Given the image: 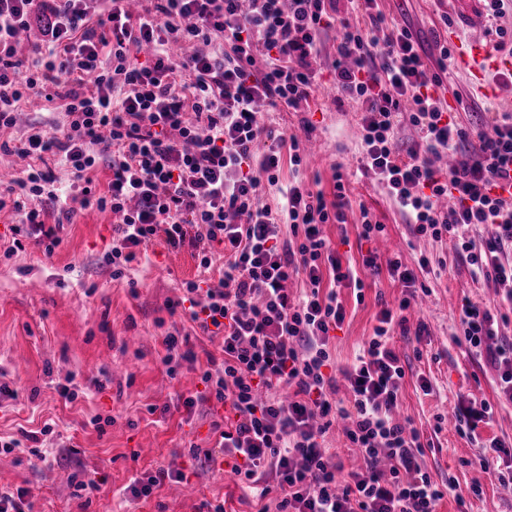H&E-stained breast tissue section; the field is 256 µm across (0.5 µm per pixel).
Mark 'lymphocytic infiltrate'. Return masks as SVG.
<instances>
[{
	"label": "lymphocytic infiltrate",
	"instance_id": "obj_1",
	"mask_svg": "<svg viewBox=\"0 0 512 512\" xmlns=\"http://www.w3.org/2000/svg\"><path fill=\"white\" fill-rule=\"evenodd\" d=\"M126 2L0 0V129L14 125L30 94L61 101L68 118L63 129L32 128L14 148L35 163L0 192V210L11 208L16 220L0 254L13 256L25 236L53 254L75 210L88 208L116 218L106 255L113 279L155 242L190 248L199 274L182 282L169 308L222 337L224 361L202 371L204 396L182 404L190 412L213 400L231 411L217 450L195 447L192 455L230 457L258 499L275 495L274 508L260 512H437L444 492L419 463L420 434L394 417L405 376L390 343L394 310H381L362 353L339 375L324 372L330 333L346 315L338 287L363 289L359 271L385 270L410 289L416 269L379 264L371 252L359 265L343 263L321 231L346 221L343 183L328 197L296 177L283 184L280 207L262 204L264 184H281L283 167L299 170L302 157L297 138L259 124L256 112L262 103L296 109L310 99L324 37L338 28L330 70L337 104L361 107L362 169L417 233L439 238L486 225L483 243L461 237L456 248L511 308L512 204L496 189L512 180V114L495 118L490 135L458 123L441 101L451 49L442 47L432 68L408 26L369 37L360 21L380 23L376 0H148L139 14ZM35 25L43 42L17 57L20 34ZM177 42L195 49L175 58ZM223 42L230 52H214ZM134 48L147 51L145 61L131 57ZM405 122L422 133L424 151L400 154ZM442 153L454 159L446 171L432 162ZM51 158L70 171L68 188H55ZM444 197L455 201L446 212ZM298 276L307 289L294 297L286 284ZM495 322L485 305L462 308L469 351L497 366L512 401V343L494 345ZM340 376L353 396L347 407L335 399ZM285 386L293 389L288 401L277 396ZM339 419L363 457L359 470L330 461L325 435Z\"/></svg>",
	"mask_w": 512,
	"mask_h": 512
}]
</instances>
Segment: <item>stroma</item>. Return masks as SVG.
Here are the masks:
<instances>
[{"label":"stroma","mask_w":512,"mask_h":512,"mask_svg":"<svg viewBox=\"0 0 512 512\" xmlns=\"http://www.w3.org/2000/svg\"><path fill=\"white\" fill-rule=\"evenodd\" d=\"M377 4L385 24L373 29L374 37L383 38L390 24L408 23L431 64L442 44L459 47L446 0ZM486 79L492 85L488 91L471 82L462 64H449L444 104L462 125L484 112H505L512 101V76L490 72ZM335 98L326 78L299 110L284 107L258 118L311 145L302 174L325 195H332L335 182H343L347 222L322 227L342 258L357 261L370 250L383 262L398 258L429 288L404 310L406 326L393 328L392 345L406 371L396 415L419 432L425 445L420 464L432 481L457 486L439 512H512V489L500 486L495 470L475 463L491 440L512 443V402L498 393L497 368L458 340L464 300L495 303L497 287L474 278L450 236L417 233L373 175L361 171V114L351 102L336 106ZM34 122L59 128L66 116L59 103L30 95L21 103L15 127L0 139H20ZM364 208L384 226L371 242L359 236ZM112 222L111 213L81 210L53 255L28 239L11 259L0 257V381L16 391L0 396V437L39 436L37 453L0 449V487L32 489L33 512H206L205 503L216 501L223 502L224 512H257L256 497L228 467L190 454L191 446L214 445L212 423L225 415L223 407L210 403L190 413L180 405L181 397L203 391L200 372L207 358H224L221 338L203 335L168 310L181 282L196 276V261L190 249L158 244L126 279H113L104 260L112 248ZM423 257L430 261L425 271L418 268ZM131 279L136 288L128 287ZM364 283L360 292L338 290L346 317L331 333L333 366L350 363L372 336L380 310L398 308L403 297L388 272L365 277ZM169 332L188 335L198 355L197 361L181 362L173 377L161 362L162 338ZM423 378L430 392L421 391ZM468 399L488 402L493 417L463 436L457 431V405ZM99 418L104 428L96 427ZM49 422L55 425L53 434L42 435ZM160 467L183 471L185 477L166 482L148 499L126 493L132 477L149 476ZM93 471L104 476V484L91 496H76L75 481ZM475 485L480 494L472 493Z\"/></svg>","instance_id":"1"}]
</instances>
